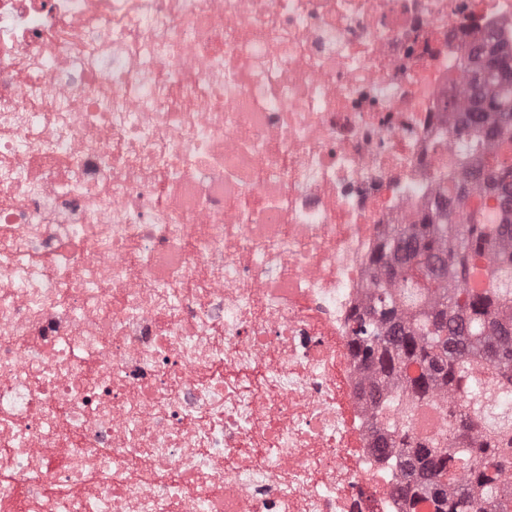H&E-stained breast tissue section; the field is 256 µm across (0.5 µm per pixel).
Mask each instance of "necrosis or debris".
<instances>
[{
  "label": "necrosis or debris",
  "instance_id": "1",
  "mask_svg": "<svg viewBox=\"0 0 512 512\" xmlns=\"http://www.w3.org/2000/svg\"><path fill=\"white\" fill-rule=\"evenodd\" d=\"M512 0H0V512H402L350 317Z\"/></svg>",
  "mask_w": 512,
  "mask_h": 512
}]
</instances>
